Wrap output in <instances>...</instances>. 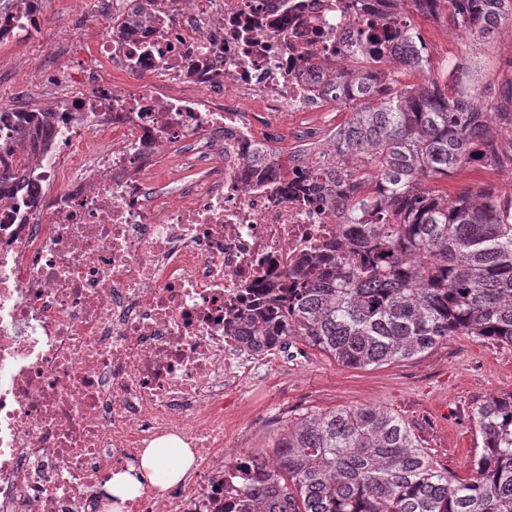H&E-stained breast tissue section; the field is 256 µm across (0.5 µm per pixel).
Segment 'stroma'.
Instances as JSON below:
<instances>
[{
	"label": "stroma",
	"mask_w": 512,
	"mask_h": 512,
	"mask_svg": "<svg viewBox=\"0 0 512 512\" xmlns=\"http://www.w3.org/2000/svg\"><path fill=\"white\" fill-rule=\"evenodd\" d=\"M96 0H47L44 21L31 37L0 48V105L40 109L47 97L28 67L37 62L62 76L61 93L85 91L86 68L117 88L137 89L136 78L113 73L95 56L99 30L88 18ZM434 67L475 66V87L489 105H503L512 93V30L490 38L466 36L447 15H413ZM308 360L265 376L249 394V414L233 435L239 448L274 456L275 443L308 415L372 406L405 421L438 468L470 479L475 459L473 414L493 395L512 391V345L472 336H451L411 359L352 368L315 347ZM285 403L280 419L271 400Z\"/></svg>",
	"instance_id": "1"
}]
</instances>
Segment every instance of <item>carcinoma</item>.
Instances as JSON below:
<instances>
[{"label":"carcinoma","mask_w":512,"mask_h":512,"mask_svg":"<svg viewBox=\"0 0 512 512\" xmlns=\"http://www.w3.org/2000/svg\"><path fill=\"white\" fill-rule=\"evenodd\" d=\"M385 27L330 67L336 102L349 110L313 168L319 203L348 225L344 238L288 272L286 296L249 306L237 328L244 349L300 338L356 368L410 359L450 336L512 344V194L490 186L448 196L435 186L466 165L497 167L495 132L512 113L476 102L462 70L422 85L431 69L414 11H448L456 27L488 38L512 25V0H381ZM23 132L46 135L48 112L21 113ZM0 205L11 200L0 143ZM472 478L433 465L410 427L376 407L302 419L276 444L254 512H512V392L474 413Z\"/></svg>","instance_id":"1"}]
</instances>
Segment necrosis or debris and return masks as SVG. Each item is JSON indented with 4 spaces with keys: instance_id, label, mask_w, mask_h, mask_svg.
<instances>
[{
    "instance_id": "obj_1",
    "label": "necrosis or debris",
    "mask_w": 512,
    "mask_h": 512,
    "mask_svg": "<svg viewBox=\"0 0 512 512\" xmlns=\"http://www.w3.org/2000/svg\"><path fill=\"white\" fill-rule=\"evenodd\" d=\"M96 20L140 89L85 72L0 208V512H253L263 469L226 455L227 426L279 360L233 330L343 229L314 202V130L286 156L258 117L330 105L324 66L382 18L364 0H102ZM42 23L40 0H15L0 45ZM178 145L200 175L168 196ZM171 438L193 454L183 479L106 492Z\"/></svg>"
}]
</instances>
